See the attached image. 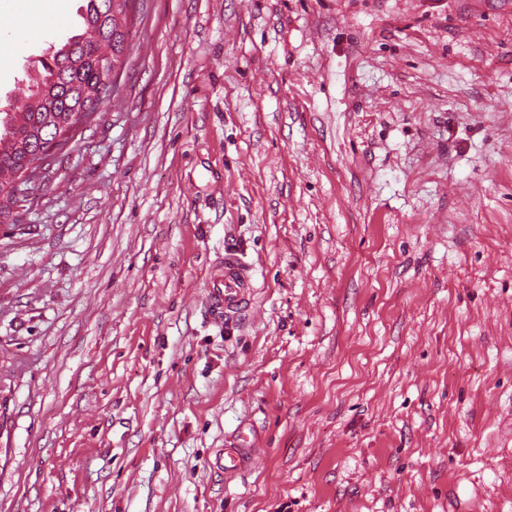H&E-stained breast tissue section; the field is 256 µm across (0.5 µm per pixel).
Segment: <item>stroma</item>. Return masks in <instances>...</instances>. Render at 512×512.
Here are the masks:
<instances>
[{
  "label": "stroma",
  "instance_id": "stroma-1",
  "mask_svg": "<svg viewBox=\"0 0 512 512\" xmlns=\"http://www.w3.org/2000/svg\"><path fill=\"white\" fill-rule=\"evenodd\" d=\"M82 4L0 0L1 104ZM133 18L0 223V512H512V0ZM39 164L40 166L35 168ZM45 164L46 162L36 161L32 164H27L23 169L21 178L15 184V194L18 202H22V198H24V201H27L32 187L37 185L48 171L44 169ZM22 184H25L26 188L21 189ZM217 270L221 274L214 277L213 286L208 291V302L216 313L231 315L251 294L254 288L252 276L234 253H226L223 265ZM224 446L225 448L219 451V463L224 473L236 474L250 466L251 458L248 456V448L253 446V442L249 435L243 434Z\"/></svg>",
  "mask_w": 512,
  "mask_h": 512
}]
</instances>
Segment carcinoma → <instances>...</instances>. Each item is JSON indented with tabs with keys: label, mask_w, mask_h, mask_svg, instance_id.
<instances>
[{
	"label": "carcinoma",
	"mask_w": 512,
	"mask_h": 512,
	"mask_svg": "<svg viewBox=\"0 0 512 512\" xmlns=\"http://www.w3.org/2000/svg\"><path fill=\"white\" fill-rule=\"evenodd\" d=\"M134 0H85L83 29L52 50L29 76L28 95L0 106V220L12 216V186L39 144L79 118L91 122L112 97L107 58L119 60Z\"/></svg>",
	"instance_id": "1"
}]
</instances>
